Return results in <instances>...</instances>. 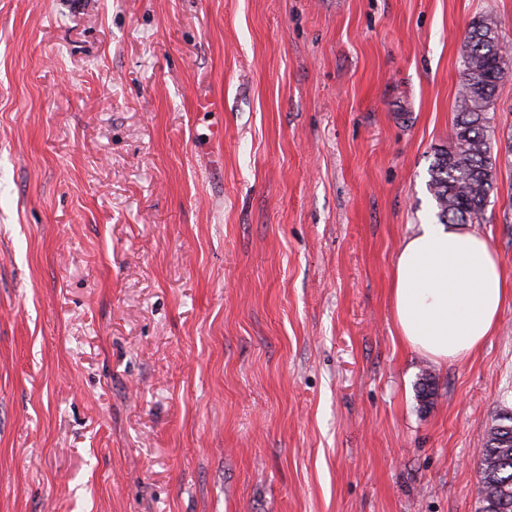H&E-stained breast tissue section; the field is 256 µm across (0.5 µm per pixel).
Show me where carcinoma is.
<instances>
[{
	"mask_svg": "<svg viewBox=\"0 0 512 512\" xmlns=\"http://www.w3.org/2000/svg\"><path fill=\"white\" fill-rule=\"evenodd\" d=\"M498 28L495 16L478 17L461 48L454 136L448 148L437 153L428 182L441 224L479 221L494 188L495 130L490 112L504 77L499 62L505 55L512 56V48L501 41ZM418 387V397L430 404L435 394L433 377L421 374ZM479 468L480 512H512V412L499 416L489 428Z\"/></svg>",
	"mask_w": 512,
	"mask_h": 512,
	"instance_id": "carcinoma-1",
	"label": "carcinoma"
}]
</instances>
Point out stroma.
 Here are the masks:
<instances>
[{
    "label": "stroma",
    "mask_w": 512,
    "mask_h": 512,
    "mask_svg": "<svg viewBox=\"0 0 512 512\" xmlns=\"http://www.w3.org/2000/svg\"><path fill=\"white\" fill-rule=\"evenodd\" d=\"M482 14L512 45V0H0V512H479L512 298L436 363L390 281ZM493 125L512 286V71Z\"/></svg>",
    "instance_id": "stroma-1"
}]
</instances>
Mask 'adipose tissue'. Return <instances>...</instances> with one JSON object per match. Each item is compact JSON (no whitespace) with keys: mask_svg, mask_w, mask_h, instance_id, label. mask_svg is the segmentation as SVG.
<instances>
[{"mask_svg":"<svg viewBox=\"0 0 512 512\" xmlns=\"http://www.w3.org/2000/svg\"><path fill=\"white\" fill-rule=\"evenodd\" d=\"M511 294L497 256L473 231L421 225L394 260L390 305L399 337L436 362L479 350Z\"/></svg>","mask_w":512,"mask_h":512,"instance_id":"adipose-tissue-1","label":"adipose tissue"}]
</instances>
